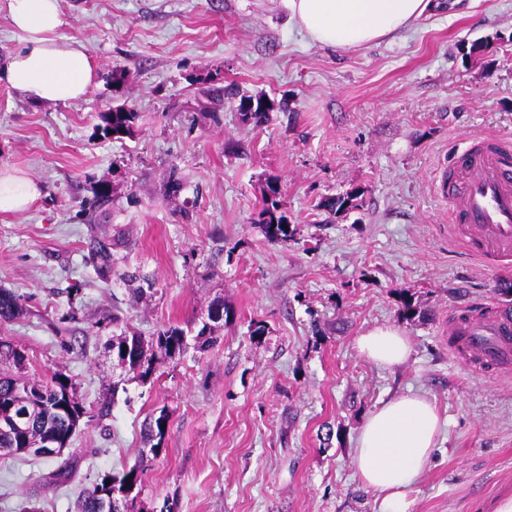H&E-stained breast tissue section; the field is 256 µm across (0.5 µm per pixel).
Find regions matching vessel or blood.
Here are the masks:
<instances>
[{"label":"vessel or blood","instance_id":"1","mask_svg":"<svg viewBox=\"0 0 512 512\" xmlns=\"http://www.w3.org/2000/svg\"><path fill=\"white\" fill-rule=\"evenodd\" d=\"M451 230L474 256L512 262V141L476 135L452 155L438 184ZM449 324L471 366L484 375L512 366V308L479 316L454 312Z\"/></svg>","mask_w":512,"mask_h":512}]
</instances>
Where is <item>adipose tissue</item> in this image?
I'll return each instance as SVG.
<instances>
[{
    "instance_id": "1",
    "label": "adipose tissue",
    "mask_w": 512,
    "mask_h": 512,
    "mask_svg": "<svg viewBox=\"0 0 512 512\" xmlns=\"http://www.w3.org/2000/svg\"><path fill=\"white\" fill-rule=\"evenodd\" d=\"M294 23L315 43L331 49L364 47L396 37L432 9L431 0H286ZM19 44L0 61V84L36 103L82 99L98 79L86 47L61 34L66 21L59 0H8ZM41 196L24 172L0 166V212L28 210ZM366 360L392 367L406 362L410 342L398 327L380 325L358 337ZM441 428L424 396L409 393L374 408L361 425L355 448L357 475L381 494V512H407L405 491L423 472Z\"/></svg>"
}]
</instances>
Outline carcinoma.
Listing matches in <instances>:
<instances>
[{
	"label": "carcinoma",
	"mask_w": 512,
	"mask_h": 512,
	"mask_svg": "<svg viewBox=\"0 0 512 512\" xmlns=\"http://www.w3.org/2000/svg\"><path fill=\"white\" fill-rule=\"evenodd\" d=\"M276 108L273 100L264 97L243 96L239 99L237 110L241 111V119L256 126L267 120L268 113ZM138 114L125 105L116 106L102 115L105 123L104 130L113 132V136L121 139L134 134ZM277 185L268 186L263 206L257 213L254 223L260 225L266 239L283 246L290 242H298L297 230L288 224L287 217L279 212ZM324 206L337 211L354 210L362 206V193L351 190L343 195L324 201ZM125 244L122 234L112 237L100 236L90 232L86 241L87 260L92 264L99 278L104 281L112 276H118L122 282H132L140 279L153 287V281L147 276L136 274H116L114 250ZM23 310L22 303L12 291L0 288V324L9 323L18 318ZM187 349V334L178 326H168L159 330L151 341L147 342L136 332L112 337V352L119 362L136 373V378L145 383L149 381L155 370V362L160 357L173 359L183 354ZM26 356L22 349L7 340L0 341V368L13 367L16 372L0 371V420L22 415L25 420L21 426L10 433L0 430V456H16L28 447L24 437L32 438L54 434L72 439L80 428V416L87 414L83 403L77 395L76 382L63 374L55 373L50 381H36L27 378L25 369ZM164 416H159L149 425L146 441L151 443L150 451H159L164 431L161 422ZM146 465L138 461L119 476H112L113 490L116 499L120 500L123 510L114 512H131L130 506L141 492ZM104 482V476H99L91 488L87 489L78 504L79 512H102L100 507L99 487Z\"/></svg>",
	"instance_id": "1"
}]
</instances>
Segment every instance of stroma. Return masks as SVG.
I'll use <instances>...</instances> for the list:
<instances>
[{"mask_svg": "<svg viewBox=\"0 0 512 512\" xmlns=\"http://www.w3.org/2000/svg\"><path fill=\"white\" fill-rule=\"evenodd\" d=\"M437 2L392 41L333 50L285 0H59L63 35L99 77L59 105L0 84V161L43 189L27 211L0 212V288L23 305L0 337L22 345L29 377H72L90 420L64 485L44 480L59 459L0 458V512H76L83 488L144 456L134 512H380L355 440L380 401L410 391L446 424L408 512H494L512 496V376L481 378L448 334L457 307L512 305V268L466 252L435 192L466 138L512 139V0ZM244 95L287 106L257 127L241 120ZM122 104L134 135L103 136L102 114ZM273 181L300 231L287 246L254 222ZM103 187L97 227L124 234L118 267L153 275L152 298L132 302L84 257L81 207ZM354 188L360 209L322 208ZM217 299L230 317L207 352L160 361L147 383L113 356V336L201 323ZM384 324L410 340L402 366L355 349ZM162 414L154 454L144 426Z\"/></svg>", "mask_w": 512, "mask_h": 512, "instance_id": "1", "label": "stroma"}]
</instances>
